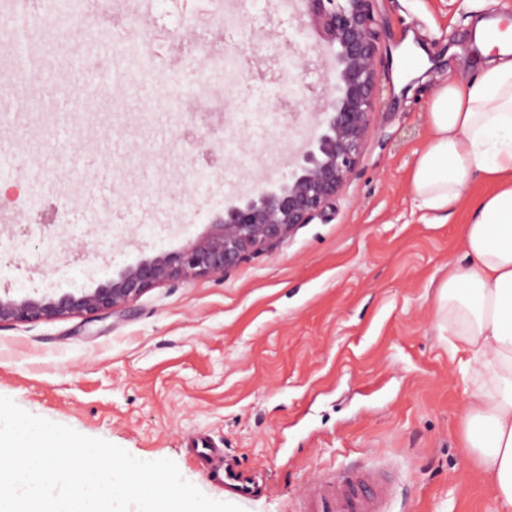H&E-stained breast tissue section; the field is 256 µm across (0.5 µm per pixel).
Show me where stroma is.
Instances as JSON below:
<instances>
[{"label":"stroma","instance_id":"stroma-1","mask_svg":"<svg viewBox=\"0 0 512 512\" xmlns=\"http://www.w3.org/2000/svg\"><path fill=\"white\" fill-rule=\"evenodd\" d=\"M379 60L377 110L359 163L333 209L221 275L149 289L112 315L0 325V396L26 412L125 449L173 460L206 496L243 512H297L306 483L370 461L389 463V512H493L494 487L465 441L468 401L437 290L462 252L480 183L448 218L410 190L415 150L427 139L426 103L448 73L474 72L479 18L512 22V0H373ZM208 0H155L158 83L109 90L86 112L83 78L47 100L45 81L10 68L0 94L25 88L22 110L0 116L18 171L0 236V294L56 297L94 289L161 251L204 236L225 203L281 181L312 135L324 93L322 48L291 15L248 0L233 36L246 48L233 106L211 117L206 100L168 111L162 80L180 75ZM435 63L412 88L398 81L407 44ZM296 67L280 70L282 55ZM286 93L282 123L259 120L270 92ZM207 136L214 155L198 151ZM209 161L195 184L189 157ZM105 188L96 210L111 223H79L73 176ZM39 197L30 208L27 192ZM213 438L221 460L262 481L252 497L216 487L191 443Z\"/></svg>","mask_w":512,"mask_h":512}]
</instances>
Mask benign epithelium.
<instances>
[{
  "label": "benign epithelium",
  "mask_w": 512,
  "mask_h": 512,
  "mask_svg": "<svg viewBox=\"0 0 512 512\" xmlns=\"http://www.w3.org/2000/svg\"><path fill=\"white\" fill-rule=\"evenodd\" d=\"M302 2L307 20L301 26L312 28L332 56L333 82L322 98L316 132L293 157L288 177L225 205L209 233L188 247L142 260L91 291L0 296V323L111 314L162 282L222 275L331 208L357 167L376 112V19L372 0Z\"/></svg>",
  "instance_id": "benign-epithelium-1"
}]
</instances>
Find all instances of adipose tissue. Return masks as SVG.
I'll use <instances>...</instances> for the list:
<instances>
[{"label": "adipose tissue", "mask_w": 512, "mask_h": 512, "mask_svg": "<svg viewBox=\"0 0 512 512\" xmlns=\"http://www.w3.org/2000/svg\"><path fill=\"white\" fill-rule=\"evenodd\" d=\"M477 44L483 66L449 75L427 102L430 139L411 190L420 208L446 211L475 177L495 185L466 224L465 260L449 264L437 301L472 386L466 443L494 482V512H512V29L478 33Z\"/></svg>", "instance_id": "1"}]
</instances>
